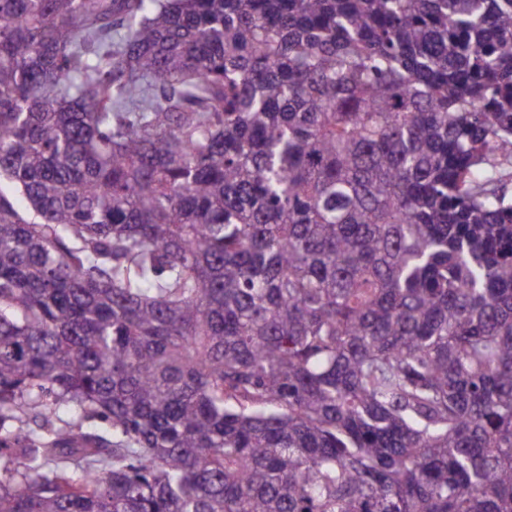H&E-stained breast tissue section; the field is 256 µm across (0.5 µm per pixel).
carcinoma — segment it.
<instances>
[{"label":"carcinoma","mask_w":512,"mask_h":512,"mask_svg":"<svg viewBox=\"0 0 512 512\" xmlns=\"http://www.w3.org/2000/svg\"><path fill=\"white\" fill-rule=\"evenodd\" d=\"M505 162L512 0H0V512H512Z\"/></svg>","instance_id":"obj_1"}]
</instances>
